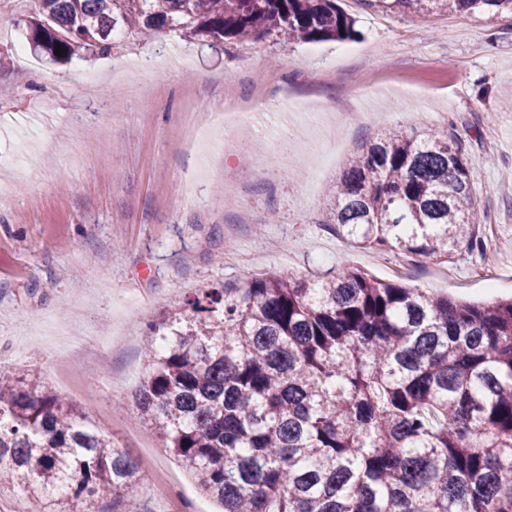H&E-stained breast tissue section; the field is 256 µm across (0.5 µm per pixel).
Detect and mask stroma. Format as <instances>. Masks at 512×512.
<instances>
[{
	"mask_svg": "<svg viewBox=\"0 0 512 512\" xmlns=\"http://www.w3.org/2000/svg\"><path fill=\"white\" fill-rule=\"evenodd\" d=\"M339 5L354 40L215 50L162 32L61 67L17 25L35 0H0V369L39 376L130 453L135 487L101 512L214 508L131 404L148 322L191 313L202 291L347 265L433 295L512 296V18ZM346 98L369 118L336 151L334 128L290 109L335 114ZM213 112L264 118L198 149ZM390 128L463 142L485 253L394 258L323 223L346 159Z\"/></svg>",
	"mask_w": 512,
	"mask_h": 512,
	"instance_id": "obj_1",
	"label": "stroma"
}]
</instances>
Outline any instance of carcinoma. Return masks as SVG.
I'll return each instance as SVG.
<instances>
[{
    "label": "carcinoma",
    "mask_w": 512,
    "mask_h": 512,
    "mask_svg": "<svg viewBox=\"0 0 512 512\" xmlns=\"http://www.w3.org/2000/svg\"><path fill=\"white\" fill-rule=\"evenodd\" d=\"M511 15L512 0H364ZM34 53L64 65L163 30L221 44L345 41L336 0H36ZM60 45L61 53L54 46ZM323 223L390 257L483 249L454 135L389 130L351 155ZM136 417L222 512H512V296L458 302L342 266L268 273L149 325ZM130 454L40 378L0 370V489L47 512L134 488Z\"/></svg>",
    "instance_id": "obj_1"
}]
</instances>
